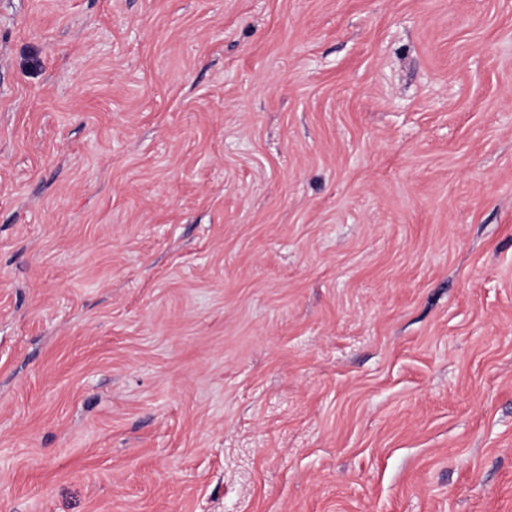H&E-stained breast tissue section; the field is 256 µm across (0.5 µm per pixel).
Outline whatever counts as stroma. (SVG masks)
Masks as SVG:
<instances>
[{
  "instance_id": "35a3bbf8",
  "label": "stroma",
  "mask_w": 512,
  "mask_h": 512,
  "mask_svg": "<svg viewBox=\"0 0 512 512\" xmlns=\"http://www.w3.org/2000/svg\"><path fill=\"white\" fill-rule=\"evenodd\" d=\"M0 512H512V0H0Z\"/></svg>"
}]
</instances>
